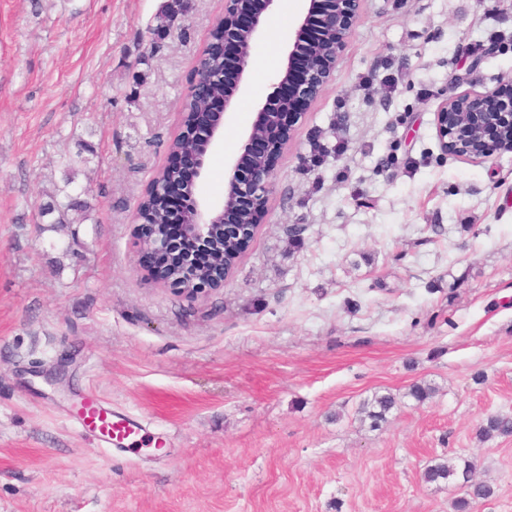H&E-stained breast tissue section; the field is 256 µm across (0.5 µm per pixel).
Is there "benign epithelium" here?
<instances>
[{
    "instance_id": "1",
    "label": "benign epithelium",
    "mask_w": 512,
    "mask_h": 512,
    "mask_svg": "<svg viewBox=\"0 0 512 512\" xmlns=\"http://www.w3.org/2000/svg\"><path fill=\"white\" fill-rule=\"evenodd\" d=\"M262 12H254V0H224V35L212 37L205 51L198 54L195 68L219 60L224 69L215 80L224 83L222 109L205 112L193 128L205 151L193 153L197 177L185 195L182 235L205 247L214 226L222 225L224 237L251 245L273 193L276 167L288 151L296 127L318 101L332 80L340 53L359 19L363 0H308L289 35L285 63L276 76L272 91L255 112L244 131L238 153L224 164V201L215 203L203 197L198 184L206 177V157L223 139L224 128L232 120L250 66L253 48L263 25L262 14L277 0H262ZM494 91L451 92L436 112V131L445 152L469 158H491L512 151V106L493 108ZM495 129V136L486 131ZM136 271L146 278L172 287V281L155 275L149 257L178 258L183 284L176 287L190 300L224 287L234 269L224 265L211 270L206 280L197 276L194 258L181 255L180 240L171 231L160 232L158 225L133 216Z\"/></svg>"
}]
</instances>
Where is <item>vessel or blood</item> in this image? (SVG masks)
<instances>
[{"instance_id": "obj_1", "label": "vessel or blood", "mask_w": 512, "mask_h": 512, "mask_svg": "<svg viewBox=\"0 0 512 512\" xmlns=\"http://www.w3.org/2000/svg\"><path fill=\"white\" fill-rule=\"evenodd\" d=\"M81 420L99 445L116 454L132 450L147 432V423L140 416L98 403L90 405Z\"/></svg>"}]
</instances>
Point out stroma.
Returning <instances> with one entry per match:
<instances>
[{"instance_id":"35a3bbf8","label":"stroma","mask_w":512,"mask_h":512,"mask_svg":"<svg viewBox=\"0 0 512 512\" xmlns=\"http://www.w3.org/2000/svg\"><path fill=\"white\" fill-rule=\"evenodd\" d=\"M163 2L0 0V512H456L462 477L423 479L446 458L493 488L471 512H512V436H475L512 416V152H444L435 123L449 90L512 83V0H363L253 243L194 302L136 273L132 217L224 0H192L136 88ZM300 7L264 16L207 198ZM64 152L92 207L73 228L38 210ZM90 393L148 422L138 449L81 430ZM395 405L396 399L391 393L375 394L363 409L365 418L370 421V428L376 429L386 423ZM512 435V416L492 415L487 417L478 429V436L482 440H489L499 436Z\"/></svg>"}]
</instances>
